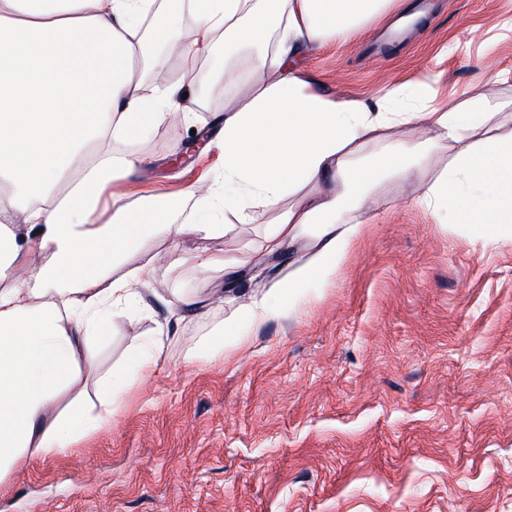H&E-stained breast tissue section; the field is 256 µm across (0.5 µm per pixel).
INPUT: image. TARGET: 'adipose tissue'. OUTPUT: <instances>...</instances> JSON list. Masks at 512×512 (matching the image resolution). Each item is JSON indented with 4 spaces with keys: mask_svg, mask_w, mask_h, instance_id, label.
<instances>
[{
    "mask_svg": "<svg viewBox=\"0 0 512 512\" xmlns=\"http://www.w3.org/2000/svg\"><path fill=\"white\" fill-rule=\"evenodd\" d=\"M394 0H0V482L25 459L71 447L112 416L125 375L92 402L83 369L92 341L106 336V308L137 296L149 269L120 275L144 240L188 233L225 235L261 213L277 217L260 242L273 259L309 233L308 258L273 290L296 298L344 262L360 235L367 199L391 175L418 180L401 128L435 132L451 158L420 182L418 202L460 223L512 236V133L492 131L494 113L437 102L430 81L392 83L370 110L342 95L315 93L301 73L305 53L347 38L385 16ZM196 25L180 29L183 10ZM182 65L225 47H253L254 82L226 106L215 145L224 179L181 215L175 200L112 197L102 190L133 177L143 158L100 150L174 116H188L182 86L147 89L144 24ZM274 55H266L267 45ZM385 144L382 162L352 158ZM294 204H287V197Z\"/></svg>",
    "mask_w": 512,
    "mask_h": 512,
    "instance_id": "obj_1",
    "label": "adipose tissue"
}]
</instances>
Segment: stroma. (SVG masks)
I'll list each match as a JSON object with an SVG mask.
<instances>
[{"label": "stroma", "instance_id": "1", "mask_svg": "<svg viewBox=\"0 0 512 512\" xmlns=\"http://www.w3.org/2000/svg\"><path fill=\"white\" fill-rule=\"evenodd\" d=\"M413 32L388 40L413 0L357 37L299 61L312 88L374 103L390 82L431 79L438 100L486 95L512 130V0H433ZM246 54L216 44L189 82L193 116L151 126L113 152L143 155L132 196L205 190L216 148L177 158L192 134L217 135L223 98ZM207 75L218 95L203 97ZM386 185L387 202L329 280L254 325L241 308L269 294L305 257L295 243L274 261L255 255L261 224L231 233L145 240L127 266L151 263L138 296L114 308L95 340L87 390L133 377L110 424L74 446L23 461L0 482V512H512V242L488 240ZM202 299L197 313L175 299ZM224 332V355L187 350ZM164 335L166 352L136 376L132 350Z\"/></svg>", "mask_w": 512, "mask_h": 512}]
</instances>
